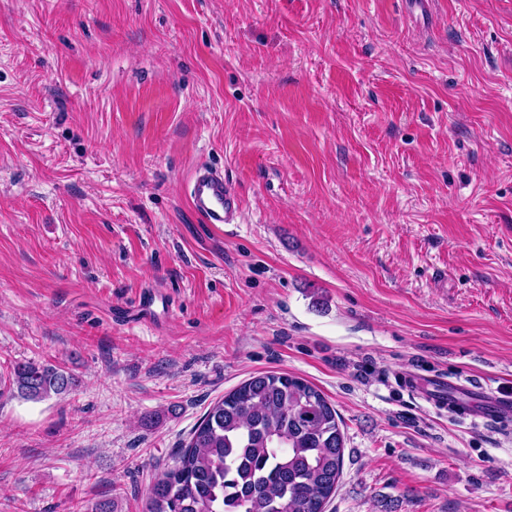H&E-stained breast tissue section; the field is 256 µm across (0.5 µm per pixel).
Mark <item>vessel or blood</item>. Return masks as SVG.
Wrapping results in <instances>:
<instances>
[{
    "mask_svg": "<svg viewBox=\"0 0 512 512\" xmlns=\"http://www.w3.org/2000/svg\"><path fill=\"white\" fill-rule=\"evenodd\" d=\"M187 194L193 209L205 223L223 226L231 223L239 210L235 192L224 180L222 172L198 167L187 182Z\"/></svg>",
    "mask_w": 512,
    "mask_h": 512,
    "instance_id": "obj_1",
    "label": "vessel or blood"
}]
</instances>
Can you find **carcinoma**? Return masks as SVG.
Here are the masks:
<instances>
[{
	"label": "carcinoma",
	"instance_id": "1",
	"mask_svg": "<svg viewBox=\"0 0 512 512\" xmlns=\"http://www.w3.org/2000/svg\"><path fill=\"white\" fill-rule=\"evenodd\" d=\"M60 366L16 363L9 389L41 401L70 392ZM336 409L305 379L266 372L216 401L149 488L147 512H324L342 474Z\"/></svg>",
	"mask_w": 512,
	"mask_h": 512
}]
</instances>
